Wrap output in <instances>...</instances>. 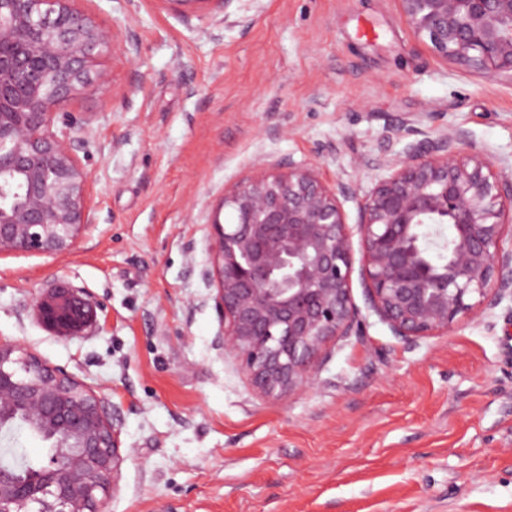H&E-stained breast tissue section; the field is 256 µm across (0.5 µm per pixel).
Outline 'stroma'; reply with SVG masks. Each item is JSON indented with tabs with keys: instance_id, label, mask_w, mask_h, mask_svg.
Returning <instances> with one entry per match:
<instances>
[{
	"instance_id": "35a3bbf8",
	"label": "stroma",
	"mask_w": 512,
	"mask_h": 512,
	"mask_svg": "<svg viewBox=\"0 0 512 512\" xmlns=\"http://www.w3.org/2000/svg\"><path fill=\"white\" fill-rule=\"evenodd\" d=\"M91 7L139 44L73 112L95 221L65 256H0V339L108 401L105 512H512V301L412 345L364 310L314 385L267 401L224 353L210 249L259 160L365 193L387 152L460 129L512 175V82L437 58L398 0H233L217 29L163 0ZM61 280L97 306L72 335L32 309Z\"/></svg>"
}]
</instances>
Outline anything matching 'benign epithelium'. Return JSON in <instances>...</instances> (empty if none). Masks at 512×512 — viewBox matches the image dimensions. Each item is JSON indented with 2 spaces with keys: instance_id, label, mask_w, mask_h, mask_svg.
Segmentation results:
<instances>
[{
  "instance_id": "benign-epithelium-1",
  "label": "benign epithelium",
  "mask_w": 512,
  "mask_h": 512,
  "mask_svg": "<svg viewBox=\"0 0 512 512\" xmlns=\"http://www.w3.org/2000/svg\"><path fill=\"white\" fill-rule=\"evenodd\" d=\"M78 0H0V256L69 253L94 223L95 185L78 152L90 123L73 104L96 83L113 29ZM184 20L217 18L231 0H165ZM409 28L439 58L512 82V0H399ZM64 114L58 121L56 116ZM390 173L363 197L326 186L311 168L254 164L224 187L211 223L224 352L257 394L310 387L330 342L364 335L352 296L406 344L512 299V177L440 132L380 162ZM358 199L355 227L342 201ZM230 209L228 222L221 211ZM360 239L355 254L353 234ZM61 332L88 326L90 299L57 288L33 303ZM24 412L58 441L21 482L0 469V512H103L121 461L104 398L25 347L0 340V419Z\"/></svg>"
}]
</instances>
